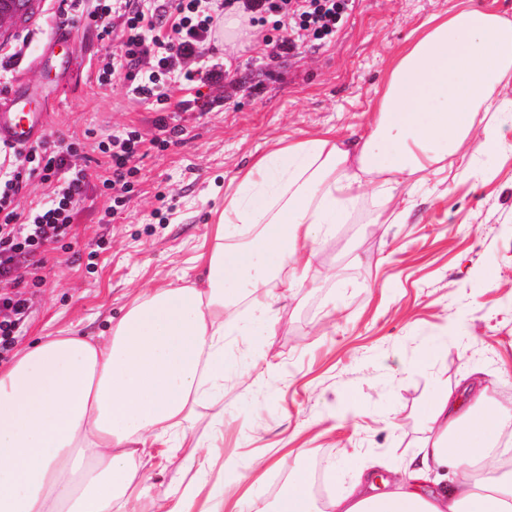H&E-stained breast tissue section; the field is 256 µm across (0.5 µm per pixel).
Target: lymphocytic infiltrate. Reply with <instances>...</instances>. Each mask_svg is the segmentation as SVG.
I'll return each instance as SVG.
<instances>
[{"label":"lymphocytic infiltrate","mask_w":512,"mask_h":512,"mask_svg":"<svg viewBox=\"0 0 512 512\" xmlns=\"http://www.w3.org/2000/svg\"><path fill=\"white\" fill-rule=\"evenodd\" d=\"M57 2L61 19L86 22L111 45L99 83L123 80L135 98L162 105L171 98V73H179L191 89L224 77L217 68L203 71L185 65L186 60L203 55L213 34L212 0H155L150 9L143 8V0ZM244 6L251 13L274 18L277 28L287 30L276 47L290 52L305 40L331 42L351 15L354 0H245ZM155 126L158 133L148 143L134 130L99 143L109 170L102 182L111 201L108 214L125 208L137 161L147 156L149 148L166 147L179 133L163 116ZM79 154V141L61 144L49 139L8 152L9 164L0 175V283L7 285L0 290V355L12 350L30 316L26 287L43 284L45 253L68 237L76 207L86 197L88 173L86 166L75 162ZM34 178L49 184L52 196L44 204L18 210L15 198Z\"/></svg>","instance_id":"lymphocytic-infiltrate-1"}]
</instances>
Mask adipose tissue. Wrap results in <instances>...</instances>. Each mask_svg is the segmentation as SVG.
Returning <instances> with one entry per match:
<instances>
[{"mask_svg": "<svg viewBox=\"0 0 512 512\" xmlns=\"http://www.w3.org/2000/svg\"><path fill=\"white\" fill-rule=\"evenodd\" d=\"M512 76V19L459 0L431 17L394 56L368 134L345 142L327 129L288 138L235 175L201 254L202 280L136 297L108 334L61 332L0 369V512H224L240 477H208L188 453L189 481L164 496L141 469L165 471L166 441L186 440L200 403L223 389L224 339L272 332L277 294L304 284L319 239L332 234L374 182L390 218L400 186L462 164L479 137L496 152L503 133L485 122ZM444 390L426 435L391 488L354 472L348 492L320 503L303 471L255 512H512V410L478 408Z\"/></svg>", "mask_w": 512, "mask_h": 512, "instance_id": "obj_1", "label": "adipose tissue"}]
</instances>
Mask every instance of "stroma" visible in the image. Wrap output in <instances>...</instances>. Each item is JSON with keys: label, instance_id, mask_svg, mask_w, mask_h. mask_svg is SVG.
<instances>
[{"label": "stroma", "instance_id": "1", "mask_svg": "<svg viewBox=\"0 0 512 512\" xmlns=\"http://www.w3.org/2000/svg\"><path fill=\"white\" fill-rule=\"evenodd\" d=\"M449 6L356 0L331 44L281 53L272 48L281 31L238 2L231 12L242 38L211 40L202 59L223 69V81L198 92L173 86L159 105L129 97L119 81L99 86L106 47L82 22L59 50L67 74L35 65L59 24L47 0L44 19L12 28L7 44L23 47L19 68L36 93L31 108L45 114L46 137L85 136L89 189L71 250L47 254L19 344L62 330L97 334L139 291L198 276L193 259L229 180L279 138L330 126L347 138L363 133L393 55ZM183 99L192 110L177 109ZM167 114L182 135L141 160L124 210L106 216L98 143L123 128L151 138L155 118ZM497 118L504 141L496 153L470 140L461 152L471 173L400 187L394 204L410 210L405 224L374 223L378 197L367 189L346 223L317 244L311 279L277 302L274 331L225 337L227 357L252 373L243 381L226 375L223 424L202 407L193 431L205 441L221 432L218 464L246 475L228 508L273 501L292 473L269 460L286 452L301 456L328 499L369 460L398 469L421 441L430 403L470 371L490 384L485 412L512 408V111Z\"/></svg>", "mask_w": 512, "mask_h": 512}]
</instances>
